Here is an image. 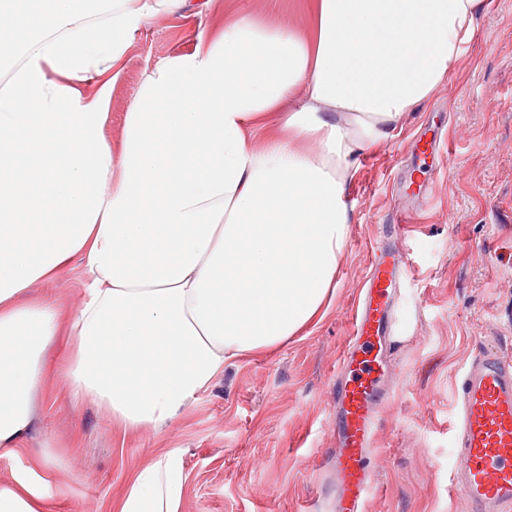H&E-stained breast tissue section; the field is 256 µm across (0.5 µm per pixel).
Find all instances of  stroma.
<instances>
[{"label": "stroma", "instance_id": "1", "mask_svg": "<svg viewBox=\"0 0 512 512\" xmlns=\"http://www.w3.org/2000/svg\"><path fill=\"white\" fill-rule=\"evenodd\" d=\"M305 27L300 0H211L197 23L161 16L141 27L112 88L105 128L119 144L149 68L194 49L200 30L230 18ZM450 82L367 152L350 195L354 221L336 300L307 336L227 367L166 433L125 435L94 406L71 408L62 376L39 396L29 445L53 439L65 466L47 512H106L135 465L185 451L181 512H327L336 483L328 416L350 315L374 252L397 247L405 266L390 343L392 396L374 437L365 512H464L450 479L456 392L484 351L512 359V0H492ZM436 151L416 150L418 139ZM406 223L394 238L390 226ZM85 276L70 262L39 294L77 305Z\"/></svg>", "mask_w": 512, "mask_h": 512}]
</instances>
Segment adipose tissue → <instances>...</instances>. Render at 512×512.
Masks as SVG:
<instances>
[{
    "mask_svg": "<svg viewBox=\"0 0 512 512\" xmlns=\"http://www.w3.org/2000/svg\"><path fill=\"white\" fill-rule=\"evenodd\" d=\"M0 0V452L18 456L37 394L125 434L159 435L225 367L325 316L361 158L450 79L489 0H302L301 31L241 17L200 32L136 90L119 148L112 88L141 26L188 0ZM261 142H254L255 133ZM80 259L77 308L35 295ZM70 352L61 371L51 353ZM61 470L51 442L0 481V512H43ZM184 451L137 465L114 512H180Z\"/></svg>",
    "mask_w": 512,
    "mask_h": 512,
    "instance_id": "obj_1",
    "label": "adipose tissue"
}]
</instances>
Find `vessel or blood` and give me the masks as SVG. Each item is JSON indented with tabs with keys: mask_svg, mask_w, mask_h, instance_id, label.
I'll return each instance as SVG.
<instances>
[{
	"mask_svg": "<svg viewBox=\"0 0 512 512\" xmlns=\"http://www.w3.org/2000/svg\"><path fill=\"white\" fill-rule=\"evenodd\" d=\"M397 276L391 255H373L354 308L331 417V512H363L373 487L371 446L377 415L389 397L386 342L395 333ZM457 401L451 479L464 512H512V361L491 352L476 356L463 373Z\"/></svg>",
	"mask_w": 512,
	"mask_h": 512,
	"instance_id": "b4317fda",
	"label": "vessel or blood"
}]
</instances>
